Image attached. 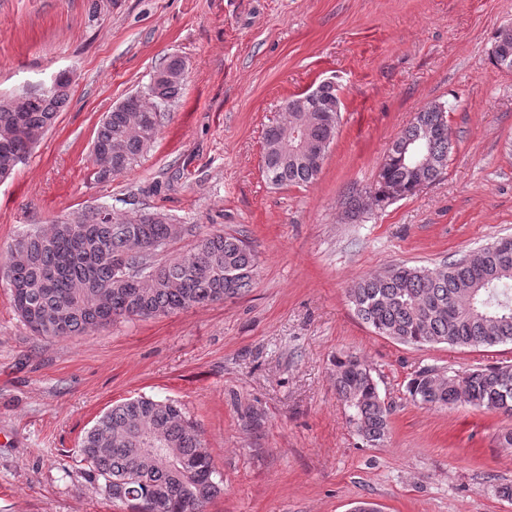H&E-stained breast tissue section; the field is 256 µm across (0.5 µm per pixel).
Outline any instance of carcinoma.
<instances>
[{
    "mask_svg": "<svg viewBox=\"0 0 512 512\" xmlns=\"http://www.w3.org/2000/svg\"><path fill=\"white\" fill-rule=\"evenodd\" d=\"M512 49V28L496 36L493 58ZM182 83L149 89L112 108L98 126L93 145L95 179L125 174L139 165L156 141L165 111ZM69 94L39 88L22 111L0 98V173H12L15 160L28 155L37 137L53 124ZM299 96L285 101L288 123L264 133L266 177L274 186L315 182L325 155L289 148L285 130L300 127L308 141L330 146L339 114L328 112L338 89L325 83L312 112L294 109ZM452 131L446 110L432 105L414 116L392 142L379 179L368 191L371 206L390 203L387 189L398 186L411 196L435 181L447 167ZM192 232L160 211L139 210L118 217L112 208L83 209L61 217L44 230L33 227L0 255L13 305L37 336H85L112 322L169 315L240 297L252 288L257 255L243 239L222 232L205 234L177 258L158 263L167 245ZM358 317L381 335L403 344L462 347L512 342V253L487 244L440 269L394 265L367 275L348 289ZM337 395L351 421L371 444L387 436L391 405L380 397L370 366L343 354L334 362ZM410 399L424 406L466 403L512 417V365L477 368L431 383L429 370L407 385ZM89 474L104 480L114 501L135 512H204L222 491V481L200 433L180 406L148 397L130 399L103 413L80 444Z\"/></svg>",
    "mask_w": 512,
    "mask_h": 512,
    "instance_id": "carcinoma-1",
    "label": "carcinoma"
}]
</instances>
